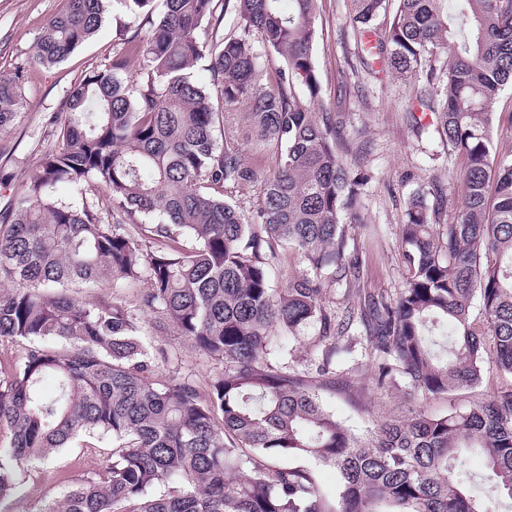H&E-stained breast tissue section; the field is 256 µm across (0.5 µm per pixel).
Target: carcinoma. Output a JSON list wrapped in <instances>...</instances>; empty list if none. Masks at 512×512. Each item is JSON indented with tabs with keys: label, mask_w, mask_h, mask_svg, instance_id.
Segmentation results:
<instances>
[{
	"label": "carcinoma",
	"mask_w": 512,
	"mask_h": 512,
	"mask_svg": "<svg viewBox=\"0 0 512 512\" xmlns=\"http://www.w3.org/2000/svg\"><path fill=\"white\" fill-rule=\"evenodd\" d=\"M130 50L66 94L61 146L0 212V504L29 465L76 439L112 440L92 471L38 512H512V387L469 408L388 419L359 435L322 394L361 329L379 388L402 378L428 395L512 375V153L493 140V106L512 85V0H350L359 63L426 70L414 100L461 158L456 218L443 189L417 192L400 227L404 288L361 287L349 229L363 223L369 174L350 171L342 115L324 106L313 49L319 0H122ZM106 0H65L35 59L65 61L95 34ZM232 16L236 31L202 39ZM383 24L377 25L378 18ZM208 60L212 83L191 75ZM21 76L0 73V133L25 106ZM241 114L244 125L234 121ZM106 192V209L55 194ZM256 188L245 213L229 193ZM116 213L110 224L102 214ZM313 274L275 289L279 248ZM142 278L154 326L176 329L222 366L201 389L158 373L143 325L112 289ZM107 291L86 302L72 288ZM342 290L338 314L326 305ZM479 298L484 320L471 317ZM314 372L271 358L307 327ZM53 384L45 390V382ZM477 448L485 471L464 469ZM336 470L333 495L313 466ZM56 194L65 202L81 207L82 204H98L103 207L106 204L105 191L101 188L92 189L86 185L60 184L56 188Z\"/></svg>",
	"instance_id": "obj_1"
}]
</instances>
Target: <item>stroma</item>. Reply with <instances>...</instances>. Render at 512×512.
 <instances>
[{"label": "stroma", "instance_id": "35a3bbf8", "mask_svg": "<svg viewBox=\"0 0 512 512\" xmlns=\"http://www.w3.org/2000/svg\"><path fill=\"white\" fill-rule=\"evenodd\" d=\"M63 6L64 0H0V72L23 70L22 91L27 101L16 124L0 133L1 209L11 203L42 155L58 148L67 92L87 71L108 65L126 36L129 18L119 0H108L103 23L92 38L66 61L41 65L34 57L35 44L45 23ZM319 9L321 36L315 61L324 101L344 112L351 138L368 149L361 162L371 175L362 194L365 221L351 231L362 259L361 285L392 296L404 285L399 227L408 199L436 183L448 196L449 212H456L461 204L455 179L459 160L449 155L433 132L418 133L407 120L418 76L359 68L347 0H320ZM342 82L351 86L350 96L340 97L338 85ZM146 288L142 281L115 291L146 321V350L167 349V371H192L200 387H207L218 365L176 332L161 333L150 327L151 313L140 305ZM511 385V375L493 373L476 387L435 398L410 392L401 384L381 390L374 383L371 365L356 352L337 358L336 392L325 395L324 401L346 426L363 434L389 416L407 418L421 410L443 413L452 406L465 408ZM103 448L97 439L84 437L55 453L47 463L29 466L21 503L0 504V512H36L45 499L60 496L84 476Z\"/></svg>", "mask_w": 512, "mask_h": 512}]
</instances>
